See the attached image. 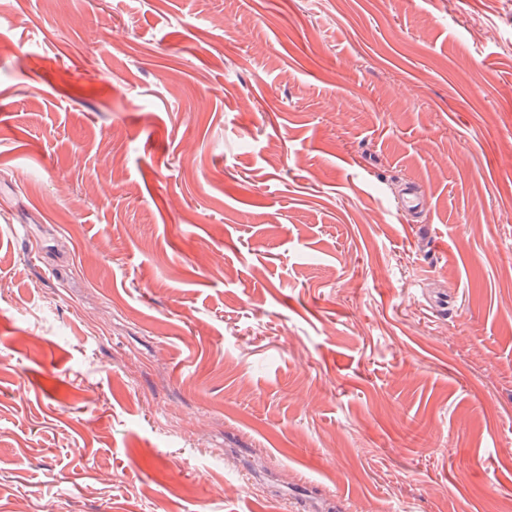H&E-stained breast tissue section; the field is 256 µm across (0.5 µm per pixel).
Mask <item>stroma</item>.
<instances>
[{
  "instance_id": "obj_1",
  "label": "stroma",
  "mask_w": 512,
  "mask_h": 512,
  "mask_svg": "<svg viewBox=\"0 0 512 512\" xmlns=\"http://www.w3.org/2000/svg\"><path fill=\"white\" fill-rule=\"evenodd\" d=\"M509 506L512 0H0V512Z\"/></svg>"
}]
</instances>
